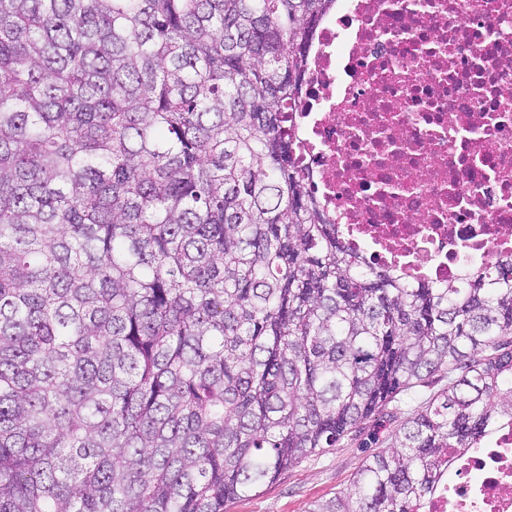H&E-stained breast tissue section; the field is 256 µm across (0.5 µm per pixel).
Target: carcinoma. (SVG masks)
<instances>
[{"mask_svg":"<svg viewBox=\"0 0 512 512\" xmlns=\"http://www.w3.org/2000/svg\"><path fill=\"white\" fill-rule=\"evenodd\" d=\"M334 0H0V512H224L443 374L308 512L512 421V261L367 268L293 158Z\"/></svg>","mask_w":512,"mask_h":512,"instance_id":"obj_1","label":"carcinoma"}]
</instances>
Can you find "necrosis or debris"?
<instances>
[{"mask_svg":"<svg viewBox=\"0 0 512 512\" xmlns=\"http://www.w3.org/2000/svg\"><path fill=\"white\" fill-rule=\"evenodd\" d=\"M290 127L364 264L444 286L512 260V0H335ZM445 470L419 512H512V423Z\"/></svg>","mask_w":512,"mask_h":512,"instance_id":"1","label":"necrosis or debris"}]
</instances>
